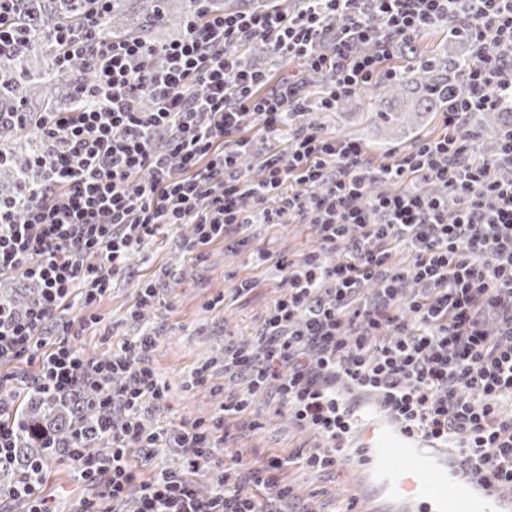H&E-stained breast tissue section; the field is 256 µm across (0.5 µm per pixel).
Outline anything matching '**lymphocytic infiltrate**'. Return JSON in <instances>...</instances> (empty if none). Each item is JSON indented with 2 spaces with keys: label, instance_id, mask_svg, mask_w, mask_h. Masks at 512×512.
Segmentation results:
<instances>
[{
  "label": "lymphocytic infiltrate",
  "instance_id": "f902f5d3",
  "mask_svg": "<svg viewBox=\"0 0 512 512\" xmlns=\"http://www.w3.org/2000/svg\"><path fill=\"white\" fill-rule=\"evenodd\" d=\"M84 2L75 20L43 29L59 77L76 59L91 67L82 104L0 113V126L42 145L18 194L0 197V278L39 286L23 310L0 299V367L29 365L31 392L73 400L65 453L81 482L102 488L81 512H310L289 459L250 461L229 445L228 418L251 419L268 396L320 437L298 455L312 474L352 453L367 407L512 488V123L490 155L468 127L471 113L512 110V0H283L237 14L191 0L182 34L163 45L113 38L112 0ZM442 25L472 47L442 134L376 167L361 142L303 122L399 79L390 59ZM258 45L288 62L287 76L271 82L251 62ZM253 123L277 143L255 176L240 165ZM375 181L392 191L368 197ZM288 220L308 225L315 245L279 261L282 291L255 332L225 341L235 392L222 417L148 424L170 391L150 360L152 331L102 358L71 343L73 325L99 323L94 306L131 254L172 227L190 225L192 249ZM400 248L403 264L392 260ZM75 306L78 322L62 321ZM11 379L0 374V466L20 428ZM171 449L177 468L138 476L137 456ZM219 450L224 468L200 490L193 478ZM48 462L30 460L0 501L53 512Z\"/></svg>",
  "mask_w": 512,
  "mask_h": 512
}]
</instances>
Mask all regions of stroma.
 Masks as SVG:
<instances>
[{
  "instance_id": "stroma-1",
  "label": "stroma",
  "mask_w": 512,
  "mask_h": 512,
  "mask_svg": "<svg viewBox=\"0 0 512 512\" xmlns=\"http://www.w3.org/2000/svg\"><path fill=\"white\" fill-rule=\"evenodd\" d=\"M371 112L369 93L364 90L346 98L335 111L311 112L304 119L321 124L327 132L358 140L377 165L393 161L441 130L436 112L427 114L418 129L396 134L374 122ZM190 235V226L184 224L170 230L148 251L132 254V278L118 281L98 305L102 324L71 338L88 356L103 357L111 355L123 339L136 334L140 325L153 327L158 343L150 358L168 382L170 398L167 410L152 415L151 421L171 430L185 422L218 416L224 401V370L216 359L224 350L225 338L253 334L279 292L278 259L302 252L314 241L304 224H257L250 229L246 244L227 247L215 242L189 253L183 243ZM257 251L267 257L259 266L252 262ZM155 277L161 280L160 302L146 312L142 324H134L126 318L134 303V284ZM244 278L251 280L253 288L245 295H236L234 288ZM218 294L224 297L223 307L206 310L205 302ZM204 364L211 367L209 383L186 389L184 381L189 371ZM276 408V402H265L258 428L236 430L235 444L243 449L245 457L254 459L270 453L284 456L296 448L316 444L312 432L296 431ZM290 474L300 494H312L315 512H336L352 493L349 477L340 471L318 477L295 463ZM48 479L57 512H74L78 502L99 496L98 488L75 481L65 453L52 458Z\"/></svg>"
}]
</instances>
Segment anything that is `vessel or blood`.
I'll return each instance as SVG.
<instances>
[{"label": "vessel or blood", "instance_id": "obj_1", "mask_svg": "<svg viewBox=\"0 0 512 512\" xmlns=\"http://www.w3.org/2000/svg\"><path fill=\"white\" fill-rule=\"evenodd\" d=\"M359 455L341 466L366 512H512V490L470 472L447 448L412 435L372 412Z\"/></svg>", "mask_w": 512, "mask_h": 512}]
</instances>
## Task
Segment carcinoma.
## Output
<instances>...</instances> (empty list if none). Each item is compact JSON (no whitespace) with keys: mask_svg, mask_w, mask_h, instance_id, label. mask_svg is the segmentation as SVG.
<instances>
[{"mask_svg":"<svg viewBox=\"0 0 512 512\" xmlns=\"http://www.w3.org/2000/svg\"><path fill=\"white\" fill-rule=\"evenodd\" d=\"M170 0H112L109 30L117 38H138L141 28L135 19L145 13L164 20ZM282 6L279 0H210L207 7L227 12L240 10H274ZM82 9L79 0H27L21 5L20 24L25 32L34 33L42 18L50 16L74 17ZM409 52L418 61V76L407 75L394 81L381 82L373 87L376 97L373 118L380 124L414 126L418 118L428 112H442L447 106L446 91L459 83V74L469 61L468 55H446L434 53L421 55L413 46ZM37 49L30 45L0 56V113L1 112H47L67 111L78 98L74 88L60 96L61 81L41 61ZM0 144L5 155L0 160V170L18 190L24 173V164L36 142L18 136L13 127H0ZM73 406L48 401L36 394H27L21 402L17 415L20 421L18 458L33 459L44 452L33 439L28 429L40 425L51 430L57 445L65 447L70 441L64 424L65 416L72 414Z\"/></svg>","mask_w":512,"mask_h":512,"instance_id":"carcinoma-1","label":"carcinoma"}]
</instances>
